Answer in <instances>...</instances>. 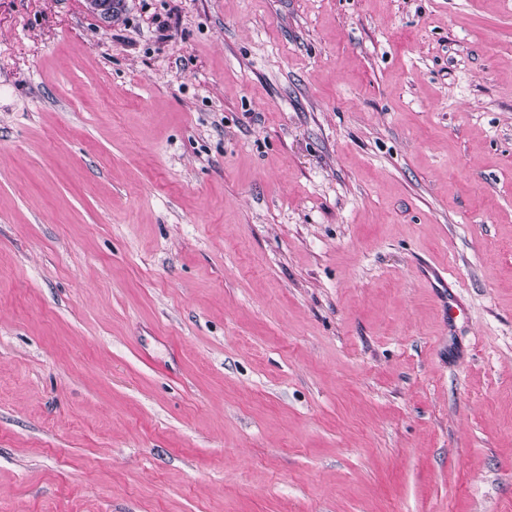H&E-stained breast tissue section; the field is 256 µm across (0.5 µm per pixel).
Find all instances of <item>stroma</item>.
I'll return each instance as SVG.
<instances>
[{"label": "stroma", "instance_id": "obj_1", "mask_svg": "<svg viewBox=\"0 0 512 512\" xmlns=\"http://www.w3.org/2000/svg\"><path fill=\"white\" fill-rule=\"evenodd\" d=\"M0 512H512V0H0Z\"/></svg>", "mask_w": 512, "mask_h": 512}]
</instances>
